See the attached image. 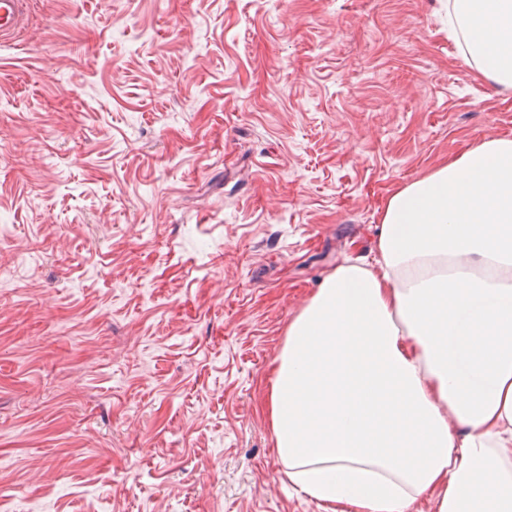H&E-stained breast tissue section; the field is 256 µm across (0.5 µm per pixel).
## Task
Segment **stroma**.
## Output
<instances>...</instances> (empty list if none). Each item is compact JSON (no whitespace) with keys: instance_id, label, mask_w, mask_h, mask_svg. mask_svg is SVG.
<instances>
[{"instance_id":"stroma-1","label":"stroma","mask_w":512,"mask_h":512,"mask_svg":"<svg viewBox=\"0 0 512 512\" xmlns=\"http://www.w3.org/2000/svg\"><path fill=\"white\" fill-rule=\"evenodd\" d=\"M512 138L442 0H31L0 44V512H322L267 389L388 196Z\"/></svg>"}]
</instances>
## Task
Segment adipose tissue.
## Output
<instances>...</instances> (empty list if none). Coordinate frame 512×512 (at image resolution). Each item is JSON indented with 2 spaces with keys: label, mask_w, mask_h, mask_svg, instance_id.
Wrapping results in <instances>:
<instances>
[{
  "label": "adipose tissue",
  "mask_w": 512,
  "mask_h": 512,
  "mask_svg": "<svg viewBox=\"0 0 512 512\" xmlns=\"http://www.w3.org/2000/svg\"><path fill=\"white\" fill-rule=\"evenodd\" d=\"M448 33L512 87V0H453ZM267 414L289 487L323 512H512V139L392 193L373 263L288 322Z\"/></svg>",
  "instance_id": "ef3b65f1"
}]
</instances>
